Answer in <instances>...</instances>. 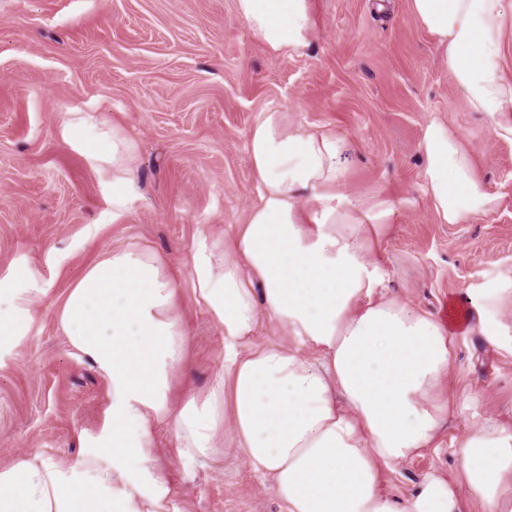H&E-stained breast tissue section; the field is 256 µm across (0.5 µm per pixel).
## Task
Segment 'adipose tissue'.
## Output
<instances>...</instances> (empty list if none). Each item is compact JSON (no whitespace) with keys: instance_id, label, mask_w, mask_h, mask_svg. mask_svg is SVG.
<instances>
[{"instance_id":"obj_1","label":"adipose tissue","mask_w":512,"mask_h":512,"mask_svg":"<svg viewBox=\"0 0 512 512\" xmlns=\"http://www.w3.org/2000/svg\"><path fill=\"white\" fill-rule=\"evenodd\" d=\"M443 51L456 92L512 141V78L505 22L512 0H411ZM250 37L274 56L311 47V0H235ZM58 134L112 175V216L140 196L139 141L97 113L71 106ZM420 171L441 223L492 213L499 197L477 178L446 122L425 124ZM259 199L231 241L199 236L189 248L195 302L224 332L226 370L206 395L174 398L189 331L177 287L149 250L116 247L68 288L56 322L71 346L106 377L107 420L74 464L31 452L0 467V512H181L176 473L156 446L166 426L177 453L208 459L234 449L268 475L286 512H512V416L479 412L481 397L454 390L452 338L476 333L512 350V273L468 289L459 325L379 293L378 242L398 209L343 190L353 148L322 126L271 110L248 129ZM50 283L26 256L0 271V358L29 336ZM287 340L253 348L260 321ZM456 480L430 473L398 500L385 470L436 447L456 422Z\"/></svg>"}]
</instances>
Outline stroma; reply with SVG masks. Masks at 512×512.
I'll return each mask as SVG.
<instances>
[{
    "label": "stroma",
    "mask_w": 512,
    "mask_h": 512,
    "mask_svg": "<svg viewBox=\"0 0 512 512\" xmlns=\"http://www.w3.org/2000/svg\"><path fill=\"white\" fill-rule=\"evenodd\" d=\"M314 44L281 58L253 41L234 0H0V270L26 255L51 284L21 350L0 361V466L41 450L72 464L103 424L105 377L56 326L63 295L112 248L153 250L178 282L191 335L175 393H205L224 371V334L196 305L185 266L199 232L229 234L258 193L245 136L261 113L327 126L354 146L345 190L399 209L382 247L379 285L440 313L485 276L512 273V142L498 139L452 85L410 0H313ZM138 139L139 198L121 219L108 175L61 141L74 103ZM447 121L478 179L500 196L493 213L440 223L425 199L420 144L429 117ZM453 387L479 393L485 414L512 411V352L478 334L456 337ZM461 427L385 471L408 496L427 473L455 478ZM182 512H286L269 478L241 460L178 459Z\"/></svg>",
    "instance_id": "obj_1"
}]
</instances>
